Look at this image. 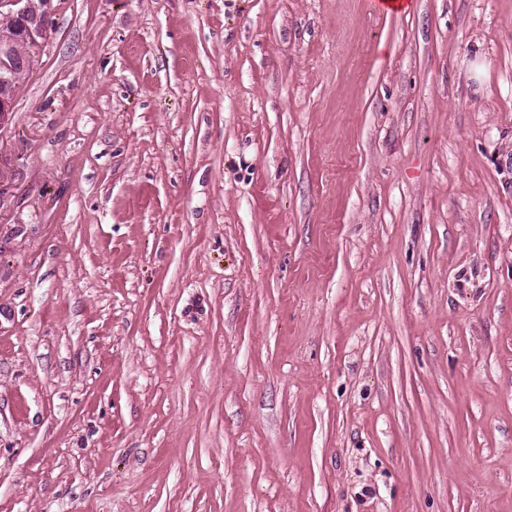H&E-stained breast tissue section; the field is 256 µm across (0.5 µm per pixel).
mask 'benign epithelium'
<instances>
[{"instance_id": "benign-epithelium-1", "label": "benign epithelium", "mask_w": 512, "mask_h": 512, "mask_svg": "<svg viewBox=\"0 0 512 512\" xmlns=\"http://www.w3.org/2000/svg\"><path fill=\"white\" fill-rule=\"evenodd\" d=\"M53 0H43L44 20L33 13L31 0H0V11L6 13L14 20L12 34L7 40L0 41V86L5 87L9 81V74L14 71L12 61L14 55L11 46L15 42H22L36 50L45 39L49 27L47 19L52 17ZM14 112V95L0 92V128L7 125L9 116Z\"/></svg>"}]
</instances>
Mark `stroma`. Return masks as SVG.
I'll return each instance as SVG.
<instances>
[{"label":"stroma","mask_w":512,"mask_h":512,"mask_svg":"<svg viewBox=\"0 0 512 512\" xmlns=\"http://www.w3.org/2000/svg\"><path fill=\"white\" fill-rule=\"evenodd\" d=\"M54 0L0 130V512H512V0Z\"/></svg>","instance_id":"1"}]
</instances>
